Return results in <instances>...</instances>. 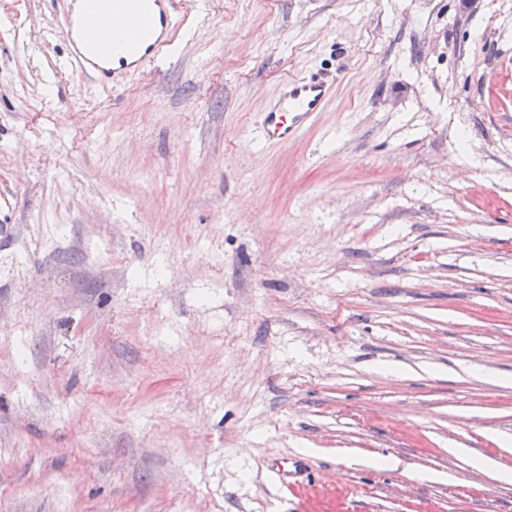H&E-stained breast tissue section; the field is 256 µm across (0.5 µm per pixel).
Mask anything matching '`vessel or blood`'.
Listing matches in <instances>:
<instances>
[{
    "label": "vessel or blood",
    "mask_w": 512,
    "mask_h": 512,
    "mask_svg": "<svg viewBox=\"0 0 512 512\" xmlns=\"http://www.w3.org/2000/svg\"><path fill=\"white\" fill-rule=\"evenodd\" d=\"M88 0H71L60 32L69 45L68 63L103 84H116L122 73L137 72L154 60L167 43L177 15L176 0H114L112 6L90 11ZM130 13L134 24L111 48L84 45L81 32L93 23L103 32L112 30V11ZM331 81L319 74L310 79L288 81L269 104L263 121L266 141L287 143L321 111L331 92Z\"/></svg>",
    "instance_id": "b4317fda"
}]
</instances>
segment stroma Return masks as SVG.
I'll return each mask as SVG.
<instances>
[{"instance_id": "35a3bbf8", "label": "stroma", "mask_w": 512, "mask_h": 512, "mask_svg": "<svg viewBox=\"0 0 512 512\" xmlns=\"http://www.w3.org/2000/svg\"><path fill=\"white\" fill-rule=\"evenodd\" d=\"M66 4L0 0V512H512V0H180L114 91ZM332 82L324 74L308 80L288 81L269 104L263 121L268 142L286 144L320 112L331 92Z\"/></svg>"}]
</instances>
